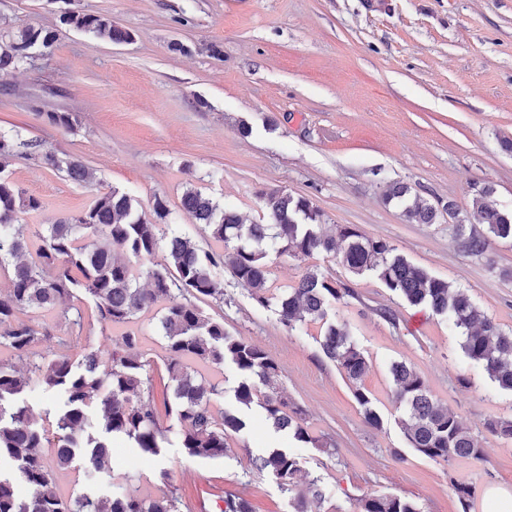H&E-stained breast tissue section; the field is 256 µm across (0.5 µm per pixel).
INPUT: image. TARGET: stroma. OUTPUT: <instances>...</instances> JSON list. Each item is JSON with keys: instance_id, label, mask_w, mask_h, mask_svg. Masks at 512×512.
<instances>
[{"instance_id": "35a3bbf8", "label": "stroma", "mask_w": 512, "mask_h": 512, "mask_svg": "<svg viewBox=\"0 0 512 512\" xmlns=\"http://www.w3.org/2000/svg\"><path fill=\"white\" fill-rule=\"evenodd\" d=\"M72 11L106 15L132 39L114 44L62 27ZM25 26L59 32L50 52L34 50L27 64L0 72V132L15 142L4 173L41 203L22 217L28 240L116 189L148 217L155 197L164 198L174 228L219 252L222 243L182 209L186 189L247 224L266 222L260 195L278 189L311 199L326 225L387 240L512 332V242L476 256L456 232L457 213L484 186L512 213V153L501 147L512 138V0H0V30ZM49 112L77 121L59 129ZM47 150L82 161L93 183L46 168ZM388 181L435 205L437 222L406 223L399 206L382 201ZM309 269L351 290L332 303L326 322H346L368 359L359 385L374 399L380 429L366 424L354 386L324 356L325 323L288 333L275 309L259 308L220 266L213 277L224 298L200 308L273 356L284 395L303 408L314 436L335 443V455L275 429L259 406L237 409L240 375L228 363L209 374L224 390L214 409L238 411L245 426L229 435L224 458L189 456L173 432L157 456L115 436L108 470L56 471L63 496L130 488L153 496L168 487L181 512H221L229 492L253 512H294L315 480L324 498L310 502L311 512H357L373 492L412 499L421 512H462L452 485L467 482L476 488L473 512H484L489 488L512 491V440L486 427L512 416V393L467 357L461 331L330 254L275 259L272 284L293 286ZM384 309L393 321L381 317ZM396 361L422 373L469 428L482 461L435 462L410 448L393 394ZM277 450L298 461L288 490L254 468Z\"/></svg>"}]
</instances>
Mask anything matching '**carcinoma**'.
I'll return each instance as SVG.
<instances>
[{
	"instance_id": "1",
	"label": "carcinoma",
	"mask_w": 512,
	"mask_h": 512,
	"mask_svg": "<svg viewBox=\"0 0 512 512\" xmlns=\"http://www.w3.org/2000/svg\"><path fill=\"white\" fill-rule=\"evenodd\" d=\"M61 23L110 43L132 39L129 31L99 14L68 13ZM55 41L56 32L32 26L0 34V71L18 68L31 58V49L48 50ZM13 149L12 140L0 133V268L8 259L14 261L10 288L0 293V350L27 359L33 345L46 339L37 325L17 319V313L25 309L59 308L70 329L83 333L82 314L71 312L66 305L77 291L94 299L103 327L127 325L157 303H165L160 318L167 340L162 365L175 382L166 416L174 420L182 447L190 456L224 457L229 434L243 425L228 412L216 418L213 402L223 388L190 369L191 360L217 369L232 363L246 375L235 389L239 404L248 408L256 402L276 428L292 431L297 441L324 448L330 455L336 451L335 444L311 434L298 410H288V400L277 387L279 366L271 354L244 336L230 334L224 323L207 317L195 304L208 298L224 299V289L212 276V269L219 265L249 290L258 306L275 305L279 322L293 332L309 321L324 320L331 302L340 300L342 292L336 282L311 269L293 287L271 289V256L302 258L337 251L352 272L374 271L409 304L428 306L448 316L454 327L464 332L467 356L481 364L500 389L512 393V334L504 333L466 293L395 253L386 240L367 238L350 225H340L332 233L325 231L322 212L307 197L278 190L265 193L267 223L245 224L236 212L220 208L200 191L186 190L181 198L183 210L203 225L210 237L224 243V251L214 253L170 228V212L161 198H155L153 218L148 219L138 213L129 194L112 189L99 193L88 209L47 225L31 251L20 220L39 210L41 204L3 175ZM42 159L47 167L66 171L76 183L92 182V173L79 160L63 159L53 151L44 152ZM492 194L489 186L480 189L472 199L471 211L456 225L460 235L473 219L486 227V234H472L465 240L466 248L475 255L486 253L497 239H512V214L500 211ZM410 195L407 184L393 181L386 183L383 200L400 205L410 224L436 223L437 208L424 199L412 200ZM116 248L124 251L125 258L116 256ZM160 250L164 262L148 271L150 287L138 286L135 263ZM72 341L71 336L61 337L52 358L30 361L28 377L0 361V459L17 462L19 478L30 490L29 496L20 498L11 480L0 478V512H180L179 498L172 491L144 496L128 489L106 498L75 500L65 499L57 491L54 470L72 466L79 455L84 468L95 472L110 465L107 439L83 435L90 421H96L104 435H124L152 456L161 453L170 432L161 425L150 401L149 361L141 350L139 331L130 329L123 334L104 369L95 349L85 355L81 368H75L68 356ZM320 347L354 384L369 369L366 356L349 339L344 324H327ZM390 373L394 394L405 407L400 425L411 448L436 462L482 459L483 450L471 432L436 400L421 372L400 361L391 365ZM33 377L64 395L62 409L49 424L36 418L22 400ZM355 398L365 409L366 423L380 428L381 418L370 408L369 397L358 388ZM254 466L286 487L298 472L297 459L285 451L261 457ZM453 491L462 512H471L475 487L457 482ZM222 512L251 509L244 497L227 494ZM358 512L420 509L407 498L372 493L360 500Z\"/></svg>"
}]
</instances>
